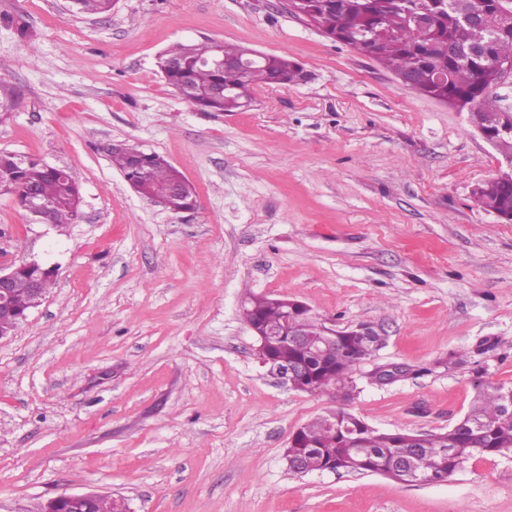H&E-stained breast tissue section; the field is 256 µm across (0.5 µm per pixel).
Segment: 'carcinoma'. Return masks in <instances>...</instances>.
Listing matches in <instances>:
<instances>
[{"label": "carcinoma", "mask_w": 512, "mask_h": 512, "mask_svg": "<svg viewBox=\"0 0 512 512\" xmlns=\"http://www.w3.org/2000/svg\"><path fill=\"white\" fill-rule=\"evenodd\" d=\"M116 0H73V8L90 15L110 14ZM296 8L313 18L327 37L377 59L398 76H415L414 90L445 100L463 111L480 113L484 128L495 134L496 146L512 158V133L500 132L501 112L495 88L501 67L512 63V15L490 11L485 22L475 25L462 18V0H295ZM429 10V30H416L411 14ZM250 49L214 42L174 46L159 61L167 84L191 96L193 105L207 112H240L252 102V91L263 85L299 82L303 69L285 56L266 54L252 60L245 70L215 68L208 60L215 54L230 61L246 60ZM112 166L144 197L166 202L175 209H191L197 202L195 187L166 159L125 144L108 149ZM16 195L19 203L29 192L45 204L46 221L71 224L78 215L80 191L64 168L51 167L14 154L0 153V191ZM472 195L492 213H512V182L491 180L477 185ZM34 268L22 267L15 278V304L30 301ZM244 317L265 328L281 326L284 307L274 298L253 295ZM324 324L311 313H302L293 329L304 339L322 336ZM379 336H346L336 340L326 362L317 369L314 389L346 394L361 361L382 345ZM268 347L278 364L305 360V346L283 336H271ZM512 387L478 382L477 396L461 425L422 435L413 464L416 473L452 475L476 455L512 454ZM358 417L340 408L301 427L288 451L305 453L307 472L333 463L347 472L385 474L391 461L407 452L405 432H381L375 428L355 431Z\"/></svg>", "instance_id": "carcinoma-1"}]
</instances>
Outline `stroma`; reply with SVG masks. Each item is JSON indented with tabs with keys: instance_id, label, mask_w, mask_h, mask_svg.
I'll return each instance as SVG.
<instances>
[{
	"instance_id": "35a3bbf8",
	"label": "stroma",
	"mask_w": 512,
	"mask_h": 512,
	"mask_svg": "<svg viewBox=\"0 0 512 512\" xmlns=\"http://www.w3.org/2000/svg\"><path fill=\"white\" fill-rule=\"evenodd\" d=\"M25 24L20 38L16 24ZM213 40L288 57L304 81L204 112L160 54ZM0 151L67 168L81 217L47 228L0 194V262L54 267L0 340V512L62 492L130 512H512V457L439 484L297 476L294 432L342 408L380 430L442 432L477 381L512 385V222L474 185L505 167L467 113L291 14L288 0H0ZM164 156L197 191L172 213L106 148ZM298 299L385 336L348 398L281 382L255 356L248 294ZM403 377L379 384L376 367Z\"/></svg>"
}]
</instances>
